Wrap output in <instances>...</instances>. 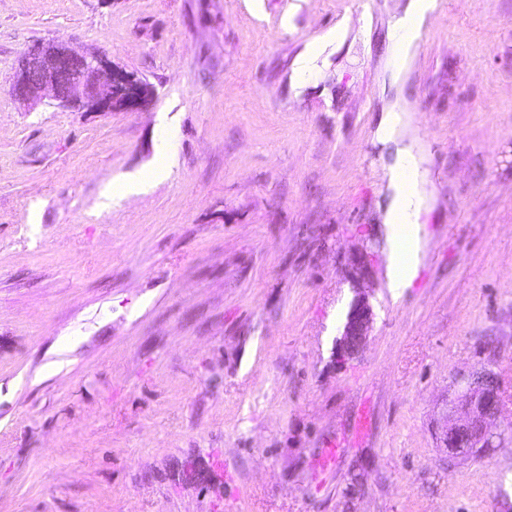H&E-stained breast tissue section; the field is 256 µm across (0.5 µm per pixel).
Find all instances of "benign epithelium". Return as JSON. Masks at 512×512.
Returning <instances> with one entry per match:
<instances>
[{
  "instance_id": "1",
  "label": "benign epithelium",
  "mask_w": 512,
  "mask_h": 512,
  "mask_svg": "<svg viewBox=\"0 0 512 512\" xmlns=\"http://www.w3.org/2000/svg\"><path fill=\"white\" fill-rule=\"evenodd\" d=\"M11 93L27 107L44 104L85 112L136 110L145 107L154 95L148 83L112 66L100 53L79 51L71 42L56 38L38 41L23 52L13 74ZM372 322L368 297L360 295L352 303L336 342L337 360L350 359L363 349ZM451 405L462 408L465 417L446 419L439 443L448 459H473L501 437L490 430L503 408L495 373L480 372L462 379Z\"/></svg>"
}]
</instances>
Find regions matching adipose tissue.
Returning a JSON list of instances; mask_svg holds the SVG:
<instances>
[{
    "label": "adipose tissue",
    "mask_w": 512,
    "mask_h": 512,
    "mask_svg": "<svg viewBox=\"0 0 512 512\" xmlns=\"http://www.w3.org/2000/svg\"><path fill=\"white\" fill-rule=\"evenodd\" d=\"M433 9L434 0H407L402 11L389 19L390 51L399 59L392 68L393 82L406 79L422 27ZM376 139L394 152V161L384 173L387 204L381 222L386 234L389 285L402 291L411 287L420 270L424 242L420 216L432 206L424 143L412 112L401 101L382 117Z\"/></svg>",
    "instance_id": "ef3b65f1"
}]
</instances>
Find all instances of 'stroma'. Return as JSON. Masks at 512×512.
Returning <instances> with one entry per match:
<instances>
[{
    "label": "stroma",
    "instance_id": "35a3bbf8",
    "mask_svg": "<svg viewBox=\"0 0 512 512\" xmlns=\"http://www.w3.org/2000/svg\"><path fill=\"white\" fill-rule=\"evenodd\" d=\"M404 5L0 0V512L512 505V0H436L399 87ZM49 38L149 83V107L24 108L17 60ZM399 97L434 203L396 297L375 133ZM163 118L165 178L100 210L103 186L153 166ZM361 292L372 330L340 364ZM483 368L501 438L455 465L437 435Z\"/></svg>",
    "mask_w": 512,
    "mask_h": 512
}]
</instances>
